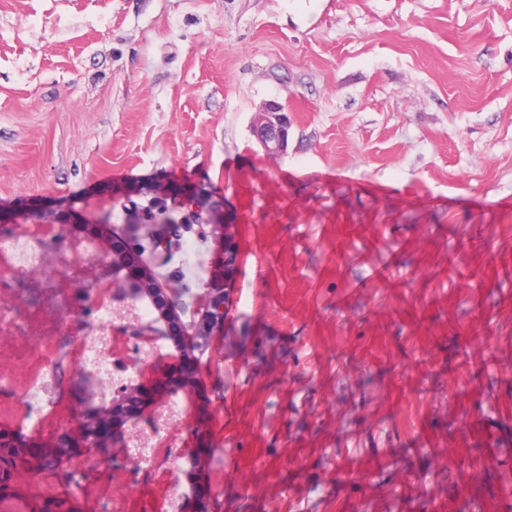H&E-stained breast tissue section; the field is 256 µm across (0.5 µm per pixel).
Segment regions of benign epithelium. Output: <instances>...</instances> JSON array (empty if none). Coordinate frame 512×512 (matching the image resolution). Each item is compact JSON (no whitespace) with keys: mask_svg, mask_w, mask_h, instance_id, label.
Returning a JSON list of instances; mask_svg holds the SVG:
<instances>
[{"mask_svg":"<svg viewBox=\"0 0 512 512\" xmlns=\"http://www.w3.org/2000/svg\"><path fill=\"white\" fill-rule=\"evenodd\" d=\"M254 133L267 151L282 152L288 146L289 122L284 108L269 101L259 108ZM206 226L215 241L220 243L221 258L207 270L205 288L191 314L176 304L178 289L147 267L142 249L136 243L142 225H126L124 234L110 239V246L101 241L98 226L85 225L82 237L99 242L102 249L112 255V272L104 265L81 262L77 256L68 260L64 254L51 249L47 264H61L64 277L56 287L67 289L75 285L77 306L87 309V297L81 289L112 278V288L121 298L147 299L163 325L161 335L170 341L177 351V360L168 365L156 364L149 377L130 384L115 392L107 402H96L90 396L85 375L75 373L71 380L68 421L60 427L44 445H35L21 431H0V498L8 499L23 488L37 481L46 472H53L59 483H72L74 471L70 462L84 454H93L101 467L81 475L88 482L99 478L107 480L115 493L130 483L129 471L135 467L127 455L131 429L135 424L156 417L163 398L177 390L191 400L184 419L185 428L196 441L194 453L189 457L190 469L184 472L192 483L197 512H207L209 502L215 498L210 483L201 479L200 471L207 460V444L204 424L211 415L213 390L202 378L203 368L213 359L212 338L224 331L228 320L232 288L238 271L239 253L234 225L224 223V208L205 206ZM151 223L162 227L158 235L170 240L181 236L187 229L183 224L172 222L165 212L151 216ZM96 503L78 502L73 495L51 497L40 501L36 512H95Z\"/></svg>","mask_w":512,"mask_h":512,"instance_id":"7a95c632","label":"benign epithelium"}]
</instances>
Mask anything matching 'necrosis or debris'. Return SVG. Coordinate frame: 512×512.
Segmentation results:
<instances>
[{"instance_id":"1","label":"necrosis or debris","mask_w":512,"mask_h":512,"mask_svg":"<svg viewBox=\"0 0 512 512\" xmlns=\"http://www.w3.org/2000/svg\"><path fill=\"white\" fill-rule=\"evenodd\" d=\"M61 232L58 224L0 227V289H10L15 296L11 307H0V330L15 333L13 347L0 348V357L14 361L13 371H0V428L18 429L36 440L48 438L64 425L75 371L90 376L95 400H108L117 387L141 381L151 363L171 354L160 337L132 334L120 315L126 305L113 297L108 283L87 289L91 309L80 316L72 292L56 286L58 271L47 273L44 287L52 293L48 301L20 280L22 271L43 265L49 241ZM51 308L57 319L46 334L27 335L26 326L44 320ZM186 410L184 397L171 395L157 420L139 423V431L151 443L130 444L128 453L138 464L131 478L145 496L133 503L102 494L107 512H176L183 492L168 476L188 452L182 435Z\"/></svg>"}]
</instances>
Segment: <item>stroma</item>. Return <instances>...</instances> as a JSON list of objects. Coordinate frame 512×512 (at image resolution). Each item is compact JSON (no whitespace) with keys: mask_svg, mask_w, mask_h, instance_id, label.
Listing matches in <instances>:
<instances>
[{"mask_svg":"<svg viewBox=\"0 0 512 512\" xmlns=\"http://www.w3.org/2000/svg\"><path fill=\"white\" fill-rule=\"evenodd\" d=\"M180 187L239 244L221 512H512V0H0V222L210 264ZM258 112L254 133L259 143L267 151H285L288 146L289 122L284 108L275 101H269ZM150 222L153 223L152 225L154 226L158 225L162 227V231L159 235H157V233H153L152 237L150 238L151 243H153L157 237H161L167 241L180 237L181 231L186 229L185 224H177L172 222L166 215V212L163 211L153 214L151 216Z\"/></svg>","mask_w":512,"mask_h":512,"instance_id":"stroma-1","label":"stroma"}]
</instances>
